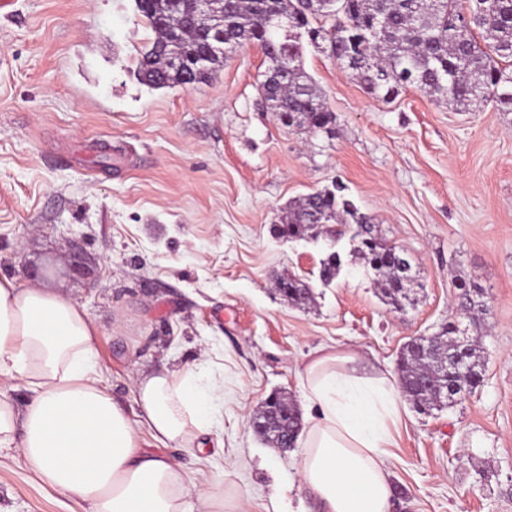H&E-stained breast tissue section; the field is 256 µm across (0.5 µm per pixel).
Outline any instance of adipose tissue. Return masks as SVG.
<instances>
[{
  "label": "adipose tissue",
  "instance_id": "obj_1",
  "mask_svg": "<svg viewBox=\"0 0 512 512\" xmlns=\"http://www.w3.org/2000/svg\"><path fill=\"white\" fill-rule=\"evenodd\" d=\"M97 328L74 299L0 277V383L30 393L18 404L0 390V452L27 465L78 512H224L223 495L192 483L167 454L208 447L221 416L202 366L141 372L135 412L104 387ZM357 357L320 352L302 369L314 413L301 435V488L318 512H390L384 461L399 416L393 375L366 376ZM148 427L156 450L142 448Z\"/></svg>",
  "mask_w": 512,
  "mask_h": 512
}]
</instances>
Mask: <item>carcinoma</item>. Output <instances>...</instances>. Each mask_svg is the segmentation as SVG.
<instances>
[{
	"instance_id": "1",
	"label": "carcinoma",
	"mask_w": 512,
	"mask_h": 512,
	"mask_svg": "<svg viewBox=\"0 0 512 512\" xmlns=\"http://www.w3.org/2000/svg\"><path fill=\"white\" fill-rule=\"evenodd\" d=\"M224 0V13L204 15L196 0H135L154 37L139 58L137 76L151 88H192L206 83L224 66L227 45H255L264 55L259 82L261 101L285 127L312 134L332 132L335 117L313 78L304 69L307 47L320 49L355 76L366 92L390 98L410 84L440 95L460 107H481L489 101L512 110V0ZM288 21V31L267 24L268 17ZM332 18L326 29L314 26ZM346 187L308 193L288 205L278 233L291 238L314 234L323 224L369 225L358 251L374 271L385 302L402 311L409 301V273H401L390 247L375 234V225L345 195ZM340 261L331 251L320 260V280L331 283ZM294 304L310 298L301 281L288 277L278 285ZM454 330L445 327L443 341L430 354L408 344L398 372L403 392L422 413L452 406V385L468 391L480 381V350L470 345L461 355L469 376L445 372ZM259 434L282 441L294 423L284 415L256 417Z\"/></svg>"
}]
</instances>
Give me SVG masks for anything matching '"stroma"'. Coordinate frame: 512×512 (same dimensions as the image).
<instances>
[{
  "label": "stroma",
  "mask_w": 512,
  "mask_h": 512,
  "mask_svg": "<svg viewBox=\"0 0 512 512\" xmlns=\"http://www.w3.org/2000/svg\"><path fill=\"white\" fill-rule=\"evenodd\" d=\"M150 36L134 0H0V277L81 256L89 276L48 285L94 320L103 382L126 409L140 372L203 365L224 398V445L169 454L247 512H265L278 483L303 496L298 449L275 452L250 425L270 394L304 408L298 373L322 347L359 355L366 375L396 372L461 288L478 291L482 381L430 415L402 403L392 512H512V111H458L413 86L377 98L310 48L305 69L336 116L313 135L260 106L258 48L209 82L154 89L136 76ZM336 181L404 251L417 283L405 312L351 237L326 286L327 241L279 236L290 202ZM280 276L312 302L288 303ZM0 506L74 508L15 451L0 454Z\"/></svg>",
  "instance_id": "1"
}]
</instances>
